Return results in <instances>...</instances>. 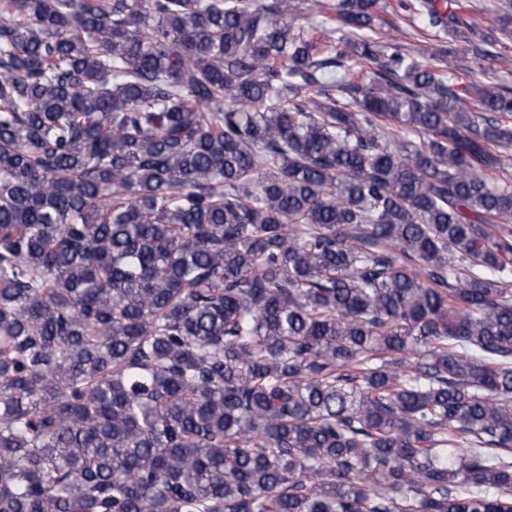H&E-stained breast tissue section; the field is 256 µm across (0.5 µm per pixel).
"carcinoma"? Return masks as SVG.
I'll return each mask as SVG.
<instances>
[{
    "label": "carcinoma",
    "instance_id": "1",
    "mask_svg": "<svg viewBox=\"0 0 512 512\" xmlns=\"http://www.w3.org/2000/svg\"><path fill=\"white\" fill-rule=\"evenodd\" d=\"M387 8L484 41L0 0V512H512V90ZM379 16L391 21L398 29V31L391 30V34L397 38L398 43L406 51L418 56L424 64L445 66L444 64L436 63L432 58L436 40L419 32L406 13L402 12V15L398 16L393 14L391 9H388V11H381Z\"/></svg>",
    "mask_w": 512,
    "mask_h": 512
}]
</instances>
